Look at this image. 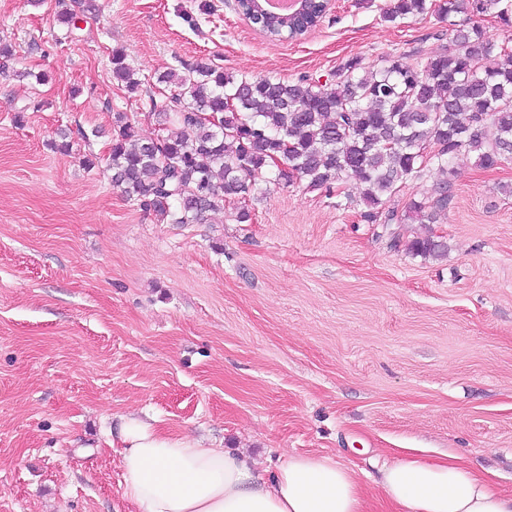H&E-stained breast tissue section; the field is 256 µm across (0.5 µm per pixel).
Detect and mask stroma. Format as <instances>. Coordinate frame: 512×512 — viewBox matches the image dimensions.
I'll use <instances>...</instances> for the list:
<instances>
[{
  "label": "stroma",
  "mask_w": 512,
  "mask_h": 512,
  "mask_svg": "<svg viewBox=\"0 0 512 512\" xmlns=\"http://www.w3.org/2000/svg\"><path fill=\"white\" fill-rule=\"evenodd\" d=\"M0 0V512H137L118 441L127 418L265 462L317 454L376 478L408 448L451 454L512 495V164L459 155L407 181L398 211L450 180L437 223L392 225L305 184H259L202 224H162L114 188L116 113L139 137L167 71L330 78L351 58L451 48L447 24L334 0L305 39L272 43L236 0ZM124 48L128 93L109 56ZM47 82H37V74ZM71 151L52 146L59 131ZM96 158L95 168L81 164ZM442 237L446 255L406 245Z\"/></svg>",
  "instance_id": "stroma-1"
}]
</instances>
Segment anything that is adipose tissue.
Returning a JSON list of instances; mask_svg holds the SVG:
<instances>
[{
  "mask_svg": "<svg viewBox=\"0 0 512 512\" xmlns=\"http://www.w3.org/2000/svg\"><path fill=\"white\" fill-rule=\"evenodd\" d=\"M121 441L124 495L140 512H370L354 473L327 456L268 468L136 419ZM378 484L400 512H512V495L451 455L405 456L382 467Z\"/></svg>",
  "mask_w": 512,
  "mask_h": 512,
  "instance_id": "adipose-tissue-1",
  "label": "adipose tissue"
}]
</instances>
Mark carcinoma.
<instances>
[{"instance_id":"1","label":"carcinoma","mask_w":512,"mask_h":512,"mask_svg":"<svg viewBox=\"0 0 512 512\" xmlns=\"http://www.w3.org/2000/svg\"><path fill=\"white\" fill-rule=\"evenodd\" d=\"M495 10L512 26L509 0H393L383 19L398 23L431 14L451 26L452 48L408 64L389 54L379 66L352 58L334 80L303 77H236L210 61L193 76L170 71L157 82L175 85L166 98H150V110L176 133L142 139L127 116L117 113L109 169L112 183L170 224H198L205 214L235 202V221H251L248 201L257 180L285 177L311 190L351 200L345 179L361 185V218L388 227L403 221L395 198L409 179L430 166L453 172L462 152L482 168L512 162V47L485 37L464 18L468 11ZM271 42L300 41L314 28L309 18L254 24ZM498 54L494 68L483 60ZM112 77L133 93L140 81L124 50H112ZM448 207V182L408 206L407 218L433 224ZM415 256L441 257L448 245L432 236L408 245Z\"/></svg>"}]
</instances>
